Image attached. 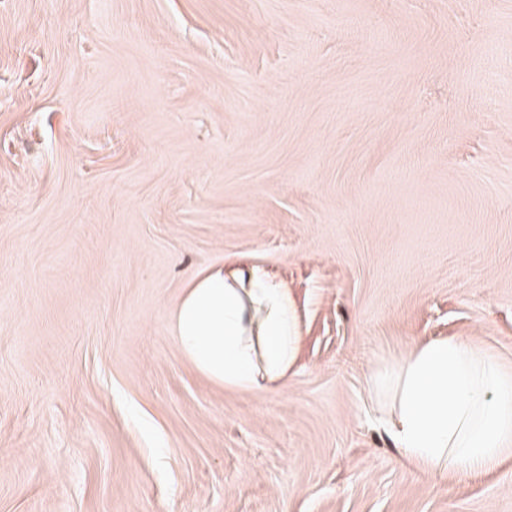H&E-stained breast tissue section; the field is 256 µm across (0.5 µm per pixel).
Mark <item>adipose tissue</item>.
Wrapping results in <instances>:
<instances>
[{
  "label": "adipose tissue",
  "mask_w": 512,
  "mask_h": 512,
  "mask_svg": "<svg viewBox=\"0 0 512 512\" xmlns=\"http://www.w3.org/2000/svg\"><path fill=\"white\" fill-rule=\"evenodd\" d=\"M172 328L181 351L222 386L275 390L297 356L295 303L255 266L196 275ZM369 385L388 403L402 457L430 474L487 470L512 450V376L474 341L417 342L379 365Z\"/></svg>",
  "instance_id": "obj_1"
}]
</instances>
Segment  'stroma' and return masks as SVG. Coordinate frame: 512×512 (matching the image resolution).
<instances>
[{"instance_id": "obj_1", "label": "stroma", "mask_w": 512, "mask_h": 512, "mask_svg": "<svg viewBox=\"0 0 512 512\" xmlns=\"http://www.w3.org/2000/svg\"><path fill=\"white\" fill-rule=\"evenodd\" d=\"M232 263L297 305L273 394L173 334ZM448 336L512 375V0H0V512H512L369 389Z\"/></svg>"}]
</instances>
